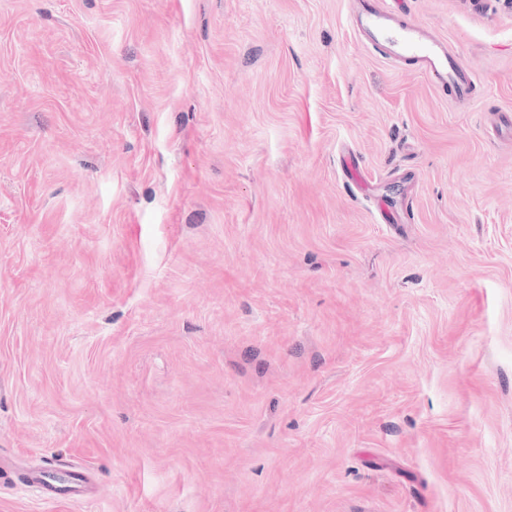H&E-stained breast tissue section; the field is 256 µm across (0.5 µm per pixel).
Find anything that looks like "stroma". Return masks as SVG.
<instances>
[{
	"instance_id": "obj_1",
	"label": "stroma",
	"mask_w": 512,
	"mask_h": 512,
	"mask_svg": "<svg viewBox=\"0 0 512 512\" xmlns=\"http://www.w3.org/2000/svg\"><path fill=\"white\" fill-rule=\"evenodd\" d=\"M353 3L0 0V512H512V5ZM378 1H357L350 16L354 31L367 42L380 46L388 61L411 62L420 73L438 85L447 86L454 101H468L478 82L475 71L455 59L447 45L424 25L400 18L396 11L381 7ZM65 481L56 479L55 472L37 471L30 478L32 484H39L43 495L48 498L80 497L88 490L83 486V477L77 472H68Z\"/></svg>"
}]
</instances>
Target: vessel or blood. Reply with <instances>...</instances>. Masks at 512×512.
I'll list each match as a JSON object with an SVG mask.
<instances>
[{"mask_svg":"<svg viewBox=\"0 0 512 512\" xmlns=\"http://www.w3.org/2000/svg\"><path fill=\"white\" fill-rule=\"evenodd\" d=\"M350 24L364 40L381 47L388 61L411 62L420 73L448 87L454 101L470 99L478 82L475 71L455 59L447 45L424 25L399 17L396 11L380 6L378 0H357ZM30 481L49 498H75L85 492L83 478L76 472L61 481L53 473L39 471Z\"/></svg>","mask_w":512,"mask_h":512,"instance_id":"b4317fda","label":"vessel or blood"}]
</instances>
